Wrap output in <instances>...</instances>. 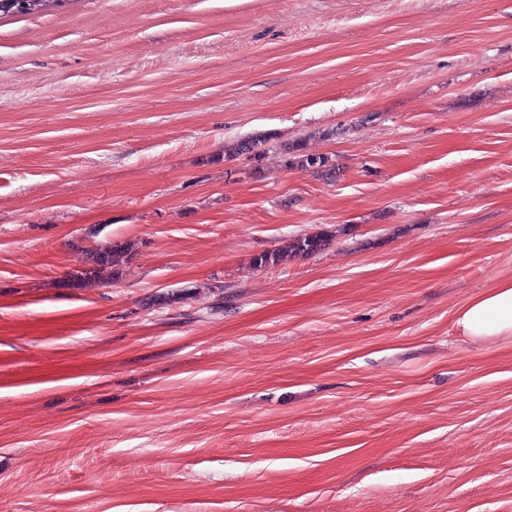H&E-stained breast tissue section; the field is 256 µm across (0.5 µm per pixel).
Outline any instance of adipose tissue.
<instances>
[{"instance_id":"obj_1","label":"adipose tissue","mask_w":512,"mask_h":512,"mask_svg":"<svg viewBox=\"0 0 512 512\" xmlns=\"http://www.w3.org/2000/svg\"><path fill=\"white\" fill-rule=\"evenodd\" d=\"M456 325L476 340L512 335V280L471 297L458 311Z\"/></svg>"}]
</instances>
